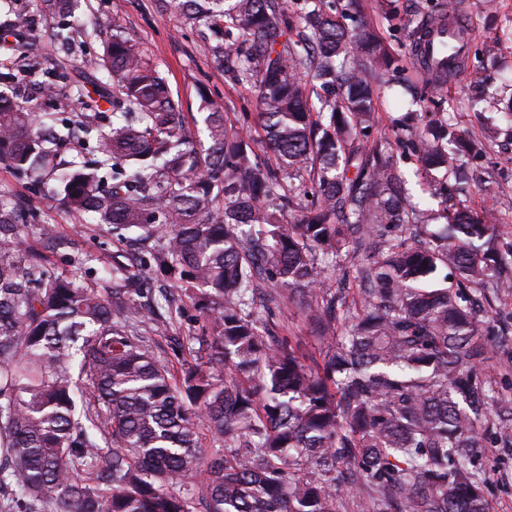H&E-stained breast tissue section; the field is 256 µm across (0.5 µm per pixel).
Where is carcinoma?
<instances>
[{
	"mask_svg": "<svg viewBox=\"0 0 512 512\" xmlns=\"http://www.w3.org/2000/svg\"><path fill=\"white\" fill-rule=\"evenodd\" d=\"M171 4L217 36L214 63L256 93L270 155L212 102L202 127L188 126L115 26L106 124L105 96L91 104L81 85L70 90L84 109L77 124L37 122L21 78L0 71V163L48 169L69 210L137 231L140 253L178 292L142 306L136 261L112 265L110 288L50 273L21 251L18 204L0 201V512H339L341 497L363 492L367 512H489L476 453L491 438L512 446V399L478 372L487 346L476 308L490 288L512 296V223L489 224L463 200L450 210L448 193L491 194L471 161L512 125V98L472 138L421 115L427 86L482 87L470 41L450 71L421 39L403 56L323 0ZM37 8L65 17L74 2ZM455 12L427 10L415 33L447 32ZM10 14L18 39L30 15ZM408 64L425 77L411 91L415 121L393 143L365 145L381 88ZM77 129L94 135V167L52 162L51 144ZM394 143L438 209L407 197ZM359 253L351 298L346 263ZM179 297L205 315V352L176 377L141 324L169 332L159 310ZM283 300L318 342L313 367L254 318Z\"/></svg>",
	"mask_w": 512,
	"mask_h": 512,
	"instance_id": "cac0c4a2",
	"label": "carcinoma"
}]
</instances>
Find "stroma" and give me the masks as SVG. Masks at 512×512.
Instances as JSON below:
<instances>
[{
	"mask_svg": "<svg viewBox=\"0 0 512 512\" xmlns=\"http://www.w3.org/2000/svg\"><path fill=\"white\" fill-rule=\"evenodd\" d=\"M439 4L461 6L469 23L478 30V48L484 49L487 65L486 82L478 94L493 99L499 96L504 82L512 77V39L503 29L512 21V0H438ZM426 0H359L362 20L377 26L393 48L405 49L411 40L406 20L422 12ZM396 12L395 22H388V12ZM107 15L120 26L140 51L166 79L187 123L198 119L205 101L222 103L226 112L238 116L256 109L250 91L231 83L222 68L212 59V38L201 37L183 23L173 10L159 11L156 0H80L79 15L84 24L76 32L75 48L62 51L54 39L64 26L63 18L32 14V29L26 43L9 47L0 44V69L12 67L23 79V101L34 114L54 110L58 118L73 119L77 106L71 97L47 102L40 85L48 76L74 80L78 77L96 78L95 62L104 50L103 37L92 29L97 15ZM471 90L465 80L451 86H435L433 96L440 111L449 113L452 121L469 132H479L482 119L471 107ZM491 183L489 197L473 195L469 204L483 212L489 221L512 217V139L502 140L488 149L480 161ZM23 205L26 250L41 254L47 268L61 275L78 274L82 282L101 286L106 272L112 267V256L124 249L125 243L113 233L111 226L95 223L92 214H77L65 208L56 196L30 180L18 177L0 164V199ZM52 224L57 229L56 240L40 236L41 225ZM265 319L278 325L282 335L299 340L307 354H316L317 347L303 316L294 304L281 302L278 308L265 312ZM204 323L193 305H186L181 324L168 336H153L155 354L168 365L181 366L183 360L198 351L196 340ZM512 326V299L495 302L494 317L487 324L486 339L489 359L485 372L499 395L512 397V335L502 336V325ZM478 464L487 473L489 484L486 496L490 512H512V447L492 445L479 449Z\"/></svg>",
	"mask_w": 512,
	"mask_h": 512,
	"instance_id": "1",
	"label": "stroma"
}]
</instances>
